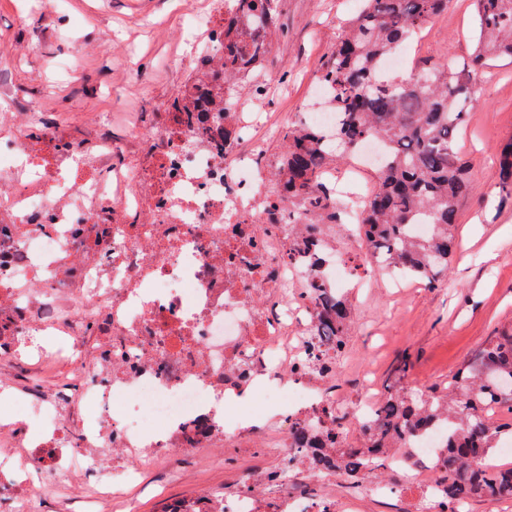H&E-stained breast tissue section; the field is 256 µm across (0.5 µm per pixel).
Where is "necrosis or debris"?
Segmentation results:
<instances>
[{"mask_svg":"<svg viewBox=\"0 0 512 512\" xmlns=\"http://www.w3.org/2000/svg\"><path fill=\"white\" fill-rule=\"evenodd\" d=\"M204 26L207 53L186 61L205 73L189 88L203 102L195 123L152 112L124 137L106 131L57 150L45 142L58 117L0 111V354L31 361L47 353L42 337L56 336L68 358L49 398L0 380L10 405L0 412V487L12 496L0 512H38L45 487L78 472L93 512L166 456L246 445L292 459L291 422L316 421L322 408L357 423L345 447L374 444L377 395L366 386L345 401L341 369L313 370L332 352L318 344L309 270L354 297L370 285L359 208L340 206L309 244L308 210L281 199L254 135L273 77L225 84L226 48L213 18ZM219 84L232 104L225 113L205 104ZM130 140L140 160L129 158ZM380 159L370 140L356 163L326 173L328 200L345 198L346 182ZM244 402L257 413H241ZM76 407L85 419L75 427ZM21 414L44 417L41 436L27 435ZM450 435L432 424L410 438V453L389 454L365 482L336 492L305 467L270 512H356L370 498L405 512H467L446 495Z\"/></svg>","mask_w":512,"mask_h":512,"instance_id":"necrosis-or-debris-1","label":"necrosis or debris"}]
</instances>
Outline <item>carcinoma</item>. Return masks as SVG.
<instances>
[{
    "instance_id": "1",
    "label": "carcinoma",
    "mask_w": 512,
    "mask_h": 512,
    "mask_svg": "<svg viewBox=\"0 0 512 512\" xmlns=\"http://www.w3.org/2000/svg\"><path fill=\"white\" fill-rule=\"evenodd\" d=\"M244 2L245 11L269 14L273 20L262 39L238 16L223 21L220 36L233 47L224 60L227 81L264 69L269 54L264 40L280 32L278 0ZM474 3L475 49L466 61L444 56L417 80L390 82L380 78L385 58L448 9L450 0H363L320 68L319 79L332 88L340 115L334 138L314 127L292 125L283 134L276 162L288 200L313 201L310 223L323 224L327 198L321 193L322 172L332 168L337 152L348 158L365 141L378 140L384 148V164L363 210L365 254L383 255L384 268L392 266L432 286L448 271L458 205L470 191L471 168L456 150L455 137L477 103L474 78L487 73L493 61L512 60V0ZM198 79L200 75L190 74L163 102V111L176 113L178 123L194 121L198 105L187 89ZM499 185L512 194V144L499 159ZM415 224H432L435 231L416 241L410 237ZM322 308V336L341 354L347 349L352 304L338 296ZM410 369V357L401 356L393 369V385L378 406L375 446L336 448L331 462L310 455L306 461L358 485L382 467L386 454L405 447L422 426L444 420L454 430L445 472L448 503L489 493L512 498V467L496 472L475 468L502 434L487 417L489 403L512 407V326L490 337L441 391L412 396L406 387ZM294 433L306 450L317 439L336 440L331 428L313 430L305 421L295 423Z\"/></svg>"
}]
</instances>
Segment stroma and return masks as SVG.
I'll return each instance as SVG.
<instances>
[{"mask_svg":"<svg viewBox=\"0 0 512 512\" xmlns=\"http://www.w3.org/2000/svg\"><path fill=\"white\" fill-rule=\"evenodd\" d=\"M359 8V0H287L285 32L266 63L279 78L264 100L260 136L287 128L315 104L311 76ZM205 9V0H51L41 9L33 0H0V52L18 42L31 48L0 66V82L18 89L9 104L57 113L75 134L87 130L88 116L108 112L113 132H123L141 113L161 111L188 78L179 61L201 42ZM473 28L471 0H453L410 41L411 61L468 58ZM131 60L148 84L128 78ZM474 89L478 104L457 133L458 151L474 169L448 272L432 288L410 280L394 288L372 275L357 301L359 328L349 336L342 376L347 395H354L366 371L386 392L404 354L412 362L411 393L445 385L488 337L512 323V198L496 186L501 150L512 142V61H497L493 77L477 78ZM278 463L255 448H228L220 458L164 465L144 474V487L127 489L121 512H159L162 497L149 492L155 485L171 498L231 492Z\"/></svg>","mask_w":512,"mask_h":512,"instance_id":"stroma-1","label":"stroma"}]
</instances>
